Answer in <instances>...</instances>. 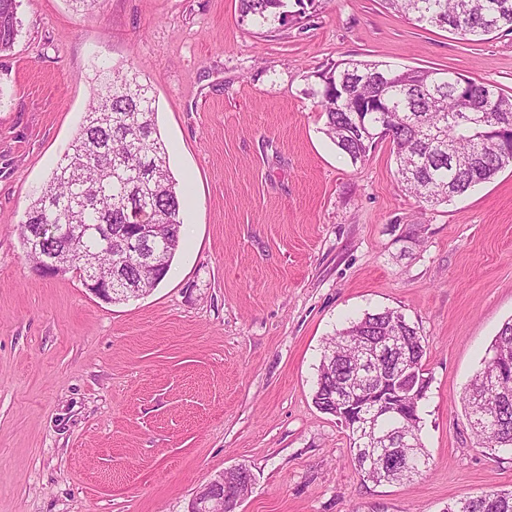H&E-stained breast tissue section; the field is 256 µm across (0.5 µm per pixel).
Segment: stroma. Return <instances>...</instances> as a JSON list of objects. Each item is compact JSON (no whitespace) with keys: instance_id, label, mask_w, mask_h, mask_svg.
Wrapping results in <instances>:
<instances>
[{"instance_id":"1","label":"stroma","mask_w":512,"mask_h":512,"mask_svg":"<svg viewBox=\"0 0 512 512\" xmlns=\"http://www.w3.org/2000/svg\"><path fill=\"white\" fill-rule=\"evenodd\" d=\"M22 0L0 52V512H188L246 467L237 512H446L512 490V451L474 437L462 396L512 319V168L430 204L388 141L352 163L308 91L343 60L437 68L512 95V36L423 29L384 0ZM150 84L183 196L180 247L149 294L108 304L39 273L25 211L84 121L98 65ZM391 308L423 337L431 468L375 484L313 403L328 340ZM286 0H239L242 21L260 27H276L286 24L288 11Z\"/></svg>"}]
</instances>
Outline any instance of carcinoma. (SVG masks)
<instances>
[{
    "label": "carcinoma",
    "instance_id": "obj_1",
    "mask_svg": "<svg viewBox=\"0 0 512 512\" xmlns=\"http://www.w3.org/2000/svg\"><path fill=\"white\" fill-rule=\"evenodd\" d=\"M388 8L421 28L446 29L471 41L512 34V0H385ZM19 0H0V51L11 48L21 27ZM286 0H239L240 17L260 27L286 24ZM309 95L318 99L326 135L352 162L362 161L387 129L397 177L426 202H446L512 166V96L493 85L444 69H392L348 60L316 73ZM138 73L106 69L92 90L87 115L49 184L30 203L22 225L27 254L43 259L66 249L70 269L87 279L112 277V302L150 293L168 275L180 245L181 199L156 123L155 99ZM141 224L156 225L155 241L141 256L122 258L111 272L113 243ZM62 228L52 237L45 226ZM407 336L424 360L417 328L393 309L366 313L327 342L315 405L336 417V393L355 386L347 360L359 337ZM489 353L512 358V320ZM496 366L486 358L463 398L465 415L484 448H512V397L499 398ZM419 453L410 469L387 472L389 482L411 481L428 468L419 411L407 410ZM447 512H512V492H483L448 505Z\"/></svg>",
    "mask_w": 512,
    "mask_h": 512
}]
</instances>
